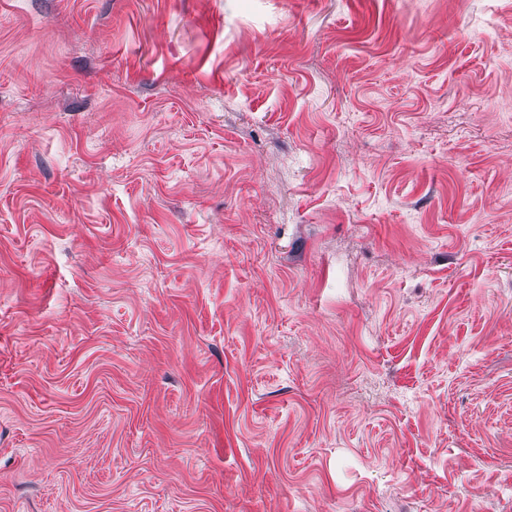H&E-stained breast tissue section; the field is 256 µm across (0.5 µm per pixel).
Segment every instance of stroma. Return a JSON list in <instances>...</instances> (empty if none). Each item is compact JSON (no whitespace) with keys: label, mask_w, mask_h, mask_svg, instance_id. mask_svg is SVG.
Returning <instances> with one entry per match:
<instances>
[{"label":"stroma","mask_w":512,"mask_h":512,"mask_svg":"<svg viewBox=\"0 0 512 512\" xmlns=\"http://www.w3.org/2000/svg\"><path fill=\"white\" fill-rule=\"evenodd\" d=\"M0 512H512V0H0Z\"/></svg>","instance_id":"1"}]
</instances>
